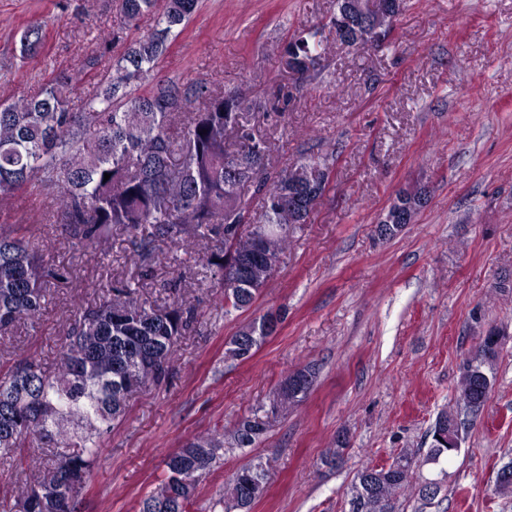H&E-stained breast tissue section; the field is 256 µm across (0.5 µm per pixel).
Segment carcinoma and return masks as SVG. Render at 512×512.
<instances>
[{
  "label": "carcinoma",
  "mask_w": 512,
  "mask_h": 512,
  "mask_svg": "<svg viewBox=\"0 0 512 512\" xmlns=\"http://www.w3.org/2000/svg\"><path fill=\"white\" fill-rule=\"evenodd\" d=\"M403 0H373L374 24L352 35V45L380 43L393 28ZM122 26L157 13L152 32L134 41L72 111L77 83L62 71L38 93L0 101V208L16 192L37 188L51 199L54 223L72 243L111 254L112 238L126 237L129 259L150 271L160 244L187 254L212 244L205 255L211 276L224 288V312L249 309L266 287L288 248L290 231L307 223L311 210L287 200L311 183L329 184L328 155L306 153L277 167L270 147L255 134L258 107L232 89L203 82L158 80L160 59L177 29L185 28L199 0H114ZM43 24L20 35L21 56L37 55ZM319 31L300 32L277 48L280 61L297 76L295 90L321 71L309 65L325 49ZM235 137L236 148L228 139ZM110 174L104 179V174ZM51 245L31 227L0 225V337L39 318L47 285L70 279ZM140 280L117 279L101 288L90 305L73 301L74 319L56 347L53 363L33 356L0 372V462H13L20 448L44 449L25 461L17 484L16 512H76L112 428L126 416L129 398L168 379L177 345L194 321L191 308L175 301L147 307L135 298ZM264 316L230 337L225 355L246 361L252 355L238 340L250 337L253 350L266 341ZM499 349L477 342L461 368L457 408L441 410L428 431L427 451L404 449L391 463L366 467L350 488L351 512H400V498L413 487L415 468L438 464L459 451L461 411L477 413L489 398L487 384ZM307 392L281 384L273 404L282 414ZM270 418L253 413L228 432L198 434L166 458V476L143 499L140 512L171 504L189 512L202 478L221 464L224 449L250 448L267 433ZM441 482L424 480L417 496L431 505ZM512 490V462L497 473L494 492ZM267 491L261 464L247 463L225 481L212 504L223 512H251Z\"/></svg>",
  "instance_id": "cac0c4a2"
}]
</instances>
